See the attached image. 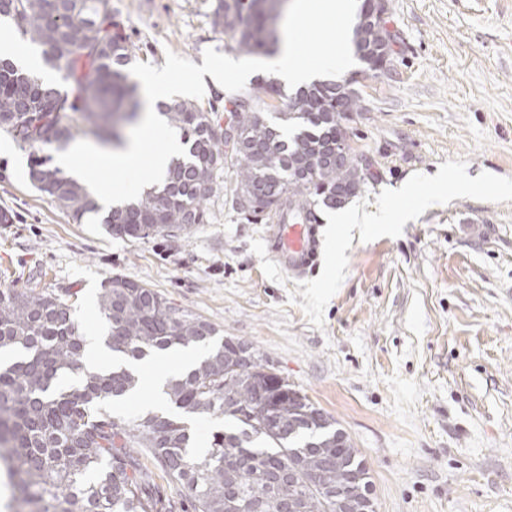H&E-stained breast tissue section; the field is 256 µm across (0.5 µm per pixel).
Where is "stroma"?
Wrapping results in <instances>:
<instances>
[{
	"mask_svg": "<svg viewBox=\"0 0 512 512\" xmlns=\"http://www.w3.org/2000/svg\"><path fill=\"white\" fill-rule=\"evenodd\" d=\"M216 0H112L136 76L168 74L174 99L223 109L256 75L224 77L233 53L213 28ZM299 50L335 47L336 20L307 0ZM395 54L378 76L357 57L324 80L357 77L362 111L347 125L368 177L345 209L394 215L389 231L320 212V250L285 276L265 244L268 218L223 191L209 221L145 239L77 224L28 180V154L0 132V285L69 291L87 337L106 334L101 282L155 289L250 344L359 449L377 512H512V0H389ZM194 82L198 92H182ZM77 159L135 196L163 139L111 170L93 140ZM472 183L451 194L432 178Z\"/></svg>",
	"mask_w": 512,
	"mask_h": 512,
	"instance_id": "1",
	"label": "stroma"
}]
</instances>
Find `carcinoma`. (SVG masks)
<instances>
[{
    "label": "carcinoma",
    "mask_w": 512,
    "mask_h": 512,
    "mask_svg": "<svg viewBox=\"0 0 512 512\" xmlns=\"http://www.w3.org/2000/svg\"><path fill=\"white\" fill-rule=\"evenodd\" d=\"M272 0H217L212 25L239 54L271 53ZM41 49L68 89L0 54V130L30 151L34 188L81 224L99 213L83 185L52 164L50 151L79 135L121 143L138 117L133 50L112 0H0V24ZM362 73L392 60L394 35L380 22L363 30ZM316 81L282 103L281 123L256 104L282 99L261 79L224 107L239 137L231 169L232 207L297 223L317 207L337 209L365 177L345 121L362 110L353 88ZM158 109L186 146L160 187L108 211L101 223L119 237L183 232L208 221L207 203L225 169L220 120L192 103ZM348 160L336 163V150ZM251 192L249 208L239 193ZM98 303L112 351L140 361L154 352L199 347L203 357L169 378L165 414L114 417L103 405L135 390L130 368L89 372L86 336L65 299L0 288V471L9 479L7 512H337L336 495L373 487L349 435L247 343L218 336L206 319L152 288L107 278ZM222 416L196 452L186 418Z\"/></svg>",
    "instance_id": "cac0c4a2"
}]
</instances>
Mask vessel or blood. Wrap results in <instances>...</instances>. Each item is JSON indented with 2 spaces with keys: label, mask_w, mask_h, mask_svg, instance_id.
I'll return each instance as SVG.
<instances>
[{
  "label": "vessel or blood",
  "mask_w": 512,
  "mask_h": 512,
  "mask_svg": "<svg viewBox=\"0 0 512 512\" xmlns=\"http://www.w3.org/2000/svg\"><path fill=\"white\" fill-rule=\"evenodd\" d=\"M266 246L283 272L302 277L317 251L316 225L309 217L295 224L270 225Z\"/></svg>",
  "instance_id": "obj_1"
}]
</instances>
